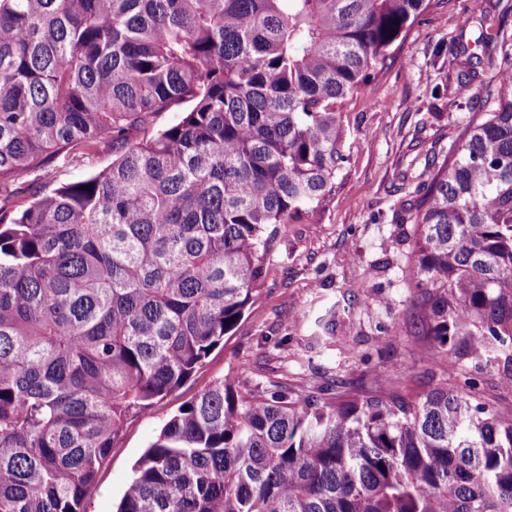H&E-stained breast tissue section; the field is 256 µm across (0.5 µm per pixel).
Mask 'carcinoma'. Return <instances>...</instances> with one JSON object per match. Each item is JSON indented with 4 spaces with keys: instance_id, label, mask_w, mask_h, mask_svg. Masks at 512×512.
Segmentation results:
<instances>
[{
    "instance_id": "cac0c4a2",
    "label": "carcinoma",
    "mask_w": 512,
    "mask_h": 512,
    "mask_svg": "<svg viewBox=\"0 0 512 512\" xmlns=\"http://www.w3.org/2000/svg\"><path fill=\"white\" fill-rule=\"evenodd\" d=\"M431 2L0 0V512H85L126 423L257 301L277 226L330 195L344 101ZM479 42L502 67L420 186L408 276L448 363L512 384V33ZM470 65L457 48L463 97ZM107 141L97 174L18 182ZM116 512H512V408L474 384L224 378L163 425Z\"/></svg>"
}]
</instances>
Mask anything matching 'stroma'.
Returning a JSON list of instances; mask_svg holds the SVG:
<instances>
[{
  "label": "stroma",
  "mask_w": 512,
  "mask_h": 512,
  "mask_svg": "<svg viewBox=\"0 0 512 512\" xmlns=\"http://www.w3.org/2000/svg\"><path fill=\"white\" fill-rule=\"evenodd\" d=\"M482 21L471 0H433L393 45L378 74L344 108L346 161L322 209L281 225L260 297L179 389L125 425L98 475L88 512H113L133 466L166 420L214 381L246 389L406 398L474 380L483 398L512 406V385L486 363L448 366L421 334L423 310L407 271L419 184L462 130L455 44L473 45Z\"/></svg>",
  "instance_id": "stroma-1"
}]
</instances>
